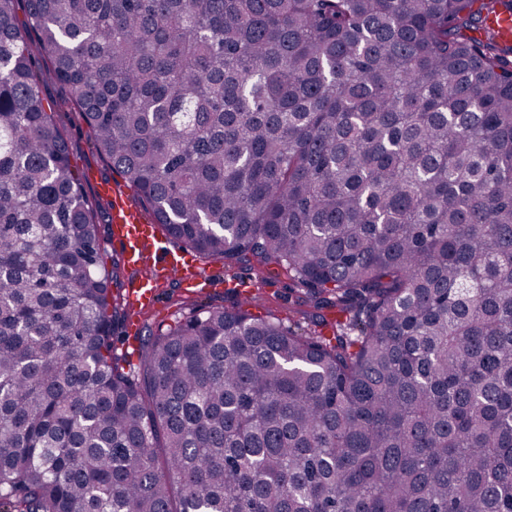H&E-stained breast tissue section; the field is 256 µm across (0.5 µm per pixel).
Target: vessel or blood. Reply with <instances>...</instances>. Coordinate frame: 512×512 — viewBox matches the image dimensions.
<instances>
[{
	"label": "vessel or blood",
	"mask_w": 512,
	"mask_h": 512,
	"mask_svg": "<svg viewBox=\"0 0 512 512\" xmlns=\"http://www.w3.org/2000/svg\"><path fill=\"white\" fill-rule=\"evenodd\" d=\"M102 192L109 196L112 204V237L121 245L128 265L136 272L128 291L132 305H155L160 286L172 280L192 291L213 286L217 277L212 271L187 261L179 251L165 247L158 236L157 225L143 223L123 196L113 194L111 186H103Z\"/></svg>",
	"instance_id": "1"
}]
</instances>
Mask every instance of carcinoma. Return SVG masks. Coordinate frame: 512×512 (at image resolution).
<instances>
[{"label":"carcinoma","mask_w":512,"mask_h":512,"mask_svg":"<svg viewBox=\"0 0 512 512\" xmlns=\"http://www.w3.org/2000/svg\"><path fill=\"white\" fill-rule=\"evenodd\" d=\"M0 0V512H512V0ZM47 58L168 235L303 291L116 352ZM334 308L327 320L321 310ZM37 74L39 88L45 98L54 101L56 104H63L67 101V89L56 79L49 62L39 61ZM298 288L283 273L268 275L261 289L260 307L273 311L284 320L286 325H290L292 329L300 333L308 329L309 322L300 313H297L298 310L305 309L294 302Z\"/></svg>","instance_id":"1"}]
</instances>
